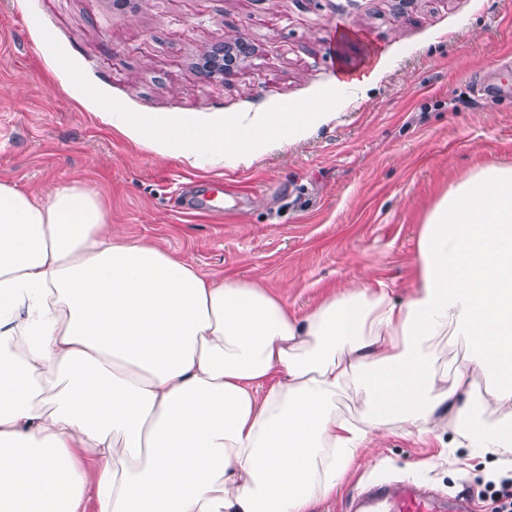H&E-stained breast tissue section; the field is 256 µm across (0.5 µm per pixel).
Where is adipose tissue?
<instances>
[{"instance_id": "1", "label": "adipose tissue", "mask_w": 512, "mask_h": 512, "mask_svg": "<svg viewBox=\"0 0 512 512\" xmlns=\"http://www.w3.org/2000/svg\"><path fill=\"white\" fill-rule=\"evenodd\" d=\"M414 267L405 300L293 315L114 233L80 182H0V512H314L393 429L512 466V165L448 189Z\"/></svg>"}]
</instances>
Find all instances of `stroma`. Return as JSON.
<instances>
[{"mask_svg": "<svg viewBox=\"0 0 512 512\" xmlns=\"http://www.w3.org/2000/svg\"><path fill=\"white\" fill-rule=\"evenodd\" d=\"M352 37L337 44V25ZM133 112L213 120L336 85L340 59L377 57L333 123L248 167L160 158L104 123L42 38ZM239 33L253 52L205 77L203 48ZM512 165V0H0V181L48 196L92 188L113 232L214 276L255 279L301 315L370 278L405 298L421 224L462 175ZM220 212L192 216L206 187ZM483 464L436 439L385 432L316 512H346L371 482L477 496Z\"/></svg>", "mask_w": 512, "mask_h": 512, "instance_id": "obj_1", "label": "stroma"}]
</instances>
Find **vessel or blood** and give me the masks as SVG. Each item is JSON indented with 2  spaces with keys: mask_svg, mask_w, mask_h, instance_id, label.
Returning <instances> with one entry per match:
<instances>
[{
  "mask_svg": "<svg viewBox=\"0 0 512 512\" xmlns=\"http://www.w3.org/2000/svg\"><path fill=\"white\" fill-rule=\"evenodd\" d=\"M353 512H474L469 497L444 499L422 490L421 486L401 483H374L356 500Z\"/></svg>",
  "mask_w": 512,
  "mask_h": 512,
  "instance_id": "obj_1",
  "label": "vessel or blood"
}]
</instances>
